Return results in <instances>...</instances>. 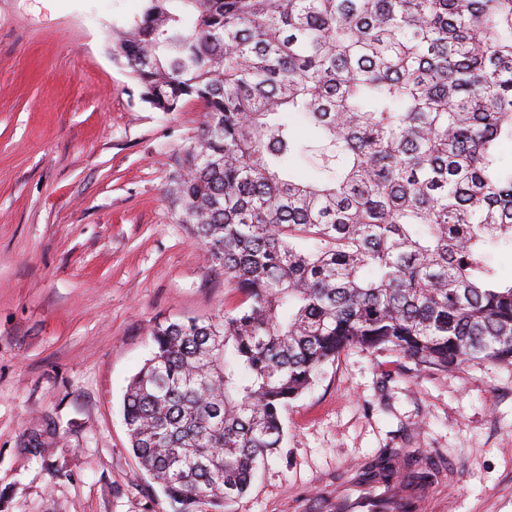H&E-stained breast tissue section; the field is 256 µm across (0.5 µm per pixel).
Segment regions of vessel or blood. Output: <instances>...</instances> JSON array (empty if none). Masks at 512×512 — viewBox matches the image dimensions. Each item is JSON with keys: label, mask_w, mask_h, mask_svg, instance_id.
Masks as SVG:
<instances>
[{"label": "vessel or blood", "mask_w": 512, "mask_h": 512, "mask_svg": "<svg viewBox=\"0 0 512 512\" xmlns=\"http://www.w3.org/2000/svg\"><path fill=\"white\" fill-rule=\"evenodd\" d=\"M440 474L429 483L413 486L401 477L389 476L366 486L340 481L327 487L325 499L331 512H426Z\"/></svg>", "instance_id": "b4317fda"}]
</instances>
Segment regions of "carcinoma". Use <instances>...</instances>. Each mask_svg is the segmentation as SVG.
I'll use <instances>...</instances> for the list:
<instances>
[{"instance_id": "1", "label": "carcinoma", "mask_w": 512, "mask_h": 512, "mask_svg": "<svg viewBox=\"0 0 512 512\" xmlns=\"http://www.w3.org/2000/svg\"><path fill=\"white\" fill-rule=\"evenodd\" d=\"M111 50L151 108H202L168 195L241 296L155 324L126 388L171 512H231L351 347L512 366V0H143Z\"/></svg>"}]
</instances>
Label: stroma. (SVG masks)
<instances>
[{"instance_id":"obj_1","label":"stroma","mask_w":512,"mask_h":512,"mask_svg":"<svg viewBox=\"0 0 512 512\" xmlns=\"http://www.w3.org/2000/svg\"><path fill=\"white\" fill-rule=\"evenodd\" d=\"M142 0H0V512H168L122 416L165 319L241 297L167 196L199 105L157 112L112 61ZM53 426L40 452L32 432ZM281 458L233 512H313L390 449L433 455L445 512H512V367L418 370L352 348L284 414Z\"/></svg>"}]
</instances>
